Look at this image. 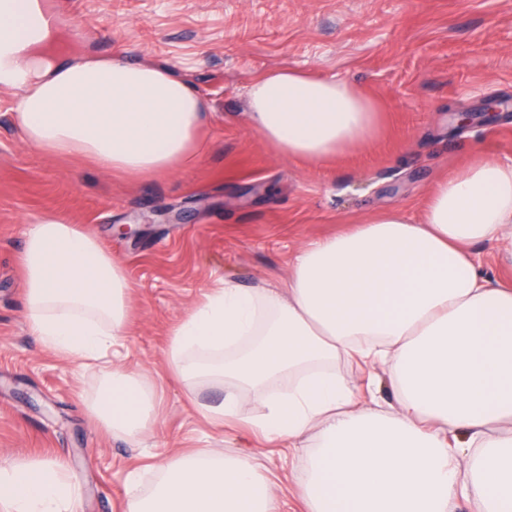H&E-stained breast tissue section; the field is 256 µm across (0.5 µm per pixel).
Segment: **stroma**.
I'll return each mask as SVG.
<instances>
[{"instance_id": "stroma-1", "label": "stroma", "mask_w": 512, "mask_h": 512, "mask_svg": "<svg viewBox=\"0 0 512 512\" xmlns=\"http://www.w3.org/2000/svg\"><path fill=\"white\" fill-rule=\"evenodd\" d=\"M75 53L172 66L212 108L196 161L150 178L115 175L26 146L16 95L0 87V458L54 457L81 486L83 512H120L137 448L90 414L100 371L44 350L22 305L30 219L97 233L131 284L127 363L163 391L151 453L262 446L208 424L167 373L168 332L217 279L280 288L309 242L386 209L417 219L435 184L478 156L512 162V0H57ZM299 69L355 83L383 111L367 147L309 164L273 148L246 117L258 77ZM477 110L458 130L454 110ZM141 224L137 237L119 225ZM286 512L304 463L270 452Z\"/></svg>"}]
</instances>
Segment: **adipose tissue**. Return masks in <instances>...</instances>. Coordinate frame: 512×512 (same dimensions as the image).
Segmentation results:
<instances>
[{
    "label": "adipose tissue",
    "mask_w": 512,
    "mask_h": 512,
    "mask_svg": "<svg viewBox=\"0 0 512 512\" xmlns=\"http://www.w3.org/2000/svg\"><path fill=\"white\" fill-rule=\"evenodd\" d=\"M7 30L0 5V85L30 148L79 155L112 173L153 177L194 161L210 104L170 66L76 59L55 26ZM247 117L292 159L318 163L375 139L376 105L354 84L277 70L247 91ZM512 267V163L484 157L440 181L418 220L384 211L303 246L284 289L220 280L171 327L168 370L212 423L302 454V512H512V283L474 246ZM24 311L43 346L103 367L89 411L138 444L159 400L121 351L130 283L94 233L46 216L28 228ZM356 367L357 376L341 372ZM255 409L241 414V391ZM142 491L129 474L123 512H282L262 458L198 448L152 461ZM0 512H82L65 463L0 462ZM477 255L483 268L496 278L512 282V268L499 265L494 259L495 250L488 246L476 247Z\"/></svg>",
    "instance_id": "adipose-tissue-1"
}]
</instances>
